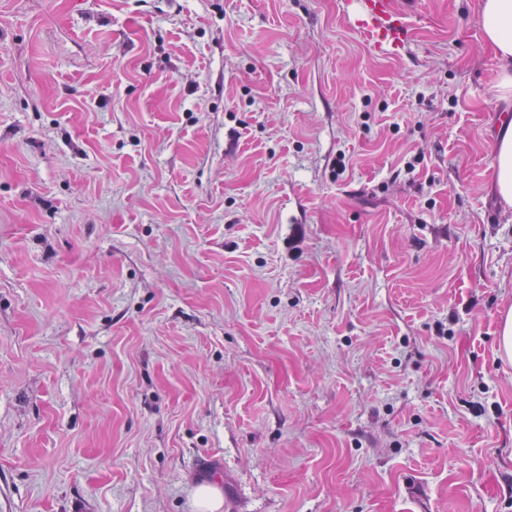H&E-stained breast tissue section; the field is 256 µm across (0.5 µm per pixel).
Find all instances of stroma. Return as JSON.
Returning a JSON list of instances; mask_svg holds the SVG:
<instances>
[{
    "instance_id": "35a3bbf8",
    "label": "stroma",
    "mask_w": 512,
    "mask_h": 512,
    "mask_svg": "<svg viewBox=\"0 0 512 512\" xmlns=\"http://www.w3.org/2000/svg\"><path fill=\"white\" fill-rule=\"evenodd\" d=\"M479 5L0 0V512H512ZM348 15L374 53L398 54L409 38L407 14L398 0H348Z\"/></svg>"
}]
</instances>
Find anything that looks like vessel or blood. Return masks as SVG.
I'll list each match as a JSON object with an SVG mask.
<instances>
[{"label": "vessel or blood", "mask_w": 512, "mask_h": 512, "mask_svg": "<svg viewBox=\"0 0 512 512\" xmlns=\"http://www.w3.org/2000/svg\"><path fill=\"white\" fill-rule=\"evenodd\" d=\"M347 4L355 28L373 52L396 54L406 45L410 25L398 0H347Z\"/></svg>", "instance_id": "vessel-or-blood-1"}]
</instances>
